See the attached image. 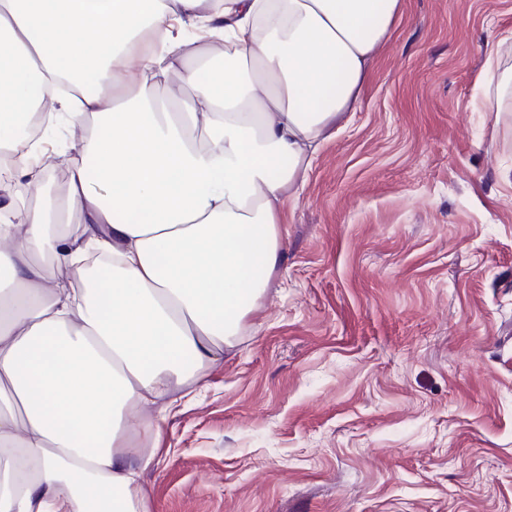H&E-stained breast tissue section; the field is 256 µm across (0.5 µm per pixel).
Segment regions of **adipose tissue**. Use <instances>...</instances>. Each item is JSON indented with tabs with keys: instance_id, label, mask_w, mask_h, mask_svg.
<instances>
[{
	"instance_id": "1",
	"label": "adipose tissue",
	"mask_w": 512,
	"mask_h": 512,
	"mask_svg": "<svg viewBox=\"0 0 512 512\" xmlns=\"http://www.w3.org/2000/svg\"><path fill=\"white\" fill-rule=\"evenodd\" d=\"M403 0H0V158L41 166L29 116L98 119L60 203L0 224V512H142L155 419L204 384L281 260L286 193L355 111ZM202 32L201 81L183 54ZM94 90L56 96L62 79ZM181 73L180 111L156 87ZM201 128L205 142L189 134ZM112 257L108 288L86 257Z\"/></svg>"
}]
</instances>
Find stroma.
Listing matches in <instances>:
<instances>
[{
    "label": "stroma",
    "instance_id": "35a3bbf8",
    "mask_svg": "<svg viewBox=\"0 0 512 512\" xmlns=\"http://www.w3.org/2000/svg\"><path fill=\"white\" fill-rule=\"evenodd\" d=\"M512 0H405L148 512H512Z\"/></svg>",
    "mask_w": 512,
    "mask_h": 512
}]
</instances>
